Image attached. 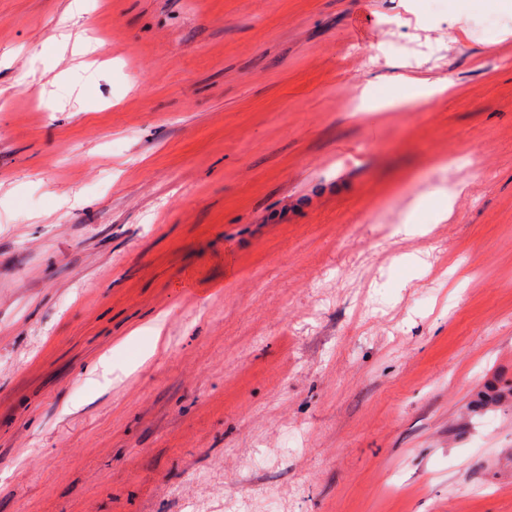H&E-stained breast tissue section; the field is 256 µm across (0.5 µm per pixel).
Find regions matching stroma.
<instances>
[{
    "label": "stroma",
    "mask_w": 512,
    "mask_h": 512,
    "mask_svg": "<svg viewBox=\"0 0 512 512\" xmlns=\"http://www.w3.org/2000/svg\"><path fill=\"white\" fill-rule=\"evenodd\" d=\"M69 3L0 0V512H512V11ZM70 39V34H61V39H55L52 42L51 56H63L69 50V48L73 54L83 55L90 58L98 56L101 52L100 49L102 44L98 41H91L77 37L73 41V44L70 45Z\"/></svg>",
    "instance_id": "obj_1"
}]
</instances>
